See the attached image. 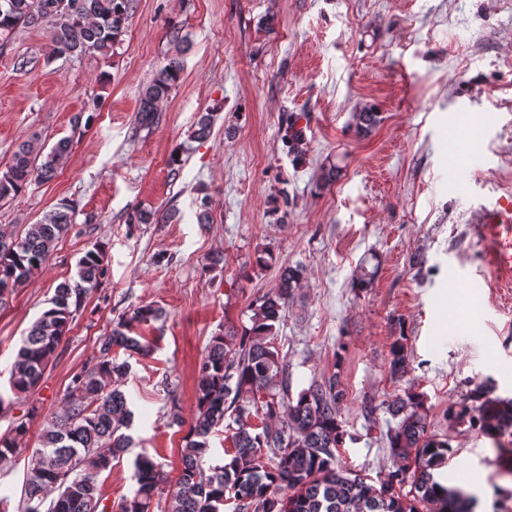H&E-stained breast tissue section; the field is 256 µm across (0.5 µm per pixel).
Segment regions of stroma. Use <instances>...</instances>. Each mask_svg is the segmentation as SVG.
<instances>
[{
    "instance_id": "obj_1",
    "label": "stroma",
    "mask_w": 512,
    "mask_h": 512,
    "mask_svg": "<svg viewBox=\"0 0 512 512\" xmlns=\"http://www.w3.org/2000/svg\"><path fill=\"white\" fill-rule=\"evenodd\" d=\"M174 30L190 43L182 79L152 129H137L142 89ZM49 45L48 29L21 27L0 50V172L32 138L50 147L68 137L72 150L55 178L0 202V232L20 235L62 202L73 223L0 305L1 393L22 336L85 251L103 245L107 273L38 386L0 411V436L24 418L32 428L0 464L11 505L36 430L113 319L141 305L165 316L140 328L150 356L116 353L131 366L122 389L134 446L102 493L113 507L133 495L144 450L176 478L198 361L212 336L249 326V304L276 288L285 262L302 268L303 286L274 343L291 394L338 376L345 467L375 481L395 469L380 437L393 422L382 403L413 389L430 432L452 450L436 480L474 494V512H512V473L496 462L494 441L447 417L477 383L512 399V223L483 221L512 203V0H137L113 55L49 62ZM365 107L381 122L361 136L353 114ZM203 112L214 115L213 134L199 142L190 133ZM79 114L89 126L74 127ZM292 114L306 117L299 161L284 140ZM462 146L479 166L456 163ZM333 163L336 181L318 182ZM142 209L175 217L130 223ZM203 211L209 223H199ZM264 249L276 262L260 268ZM365 260L377 273L359 289L351 277ZM397 341L410 368L400 380L388 370Z\"/></svg>"
}]
</instances>
